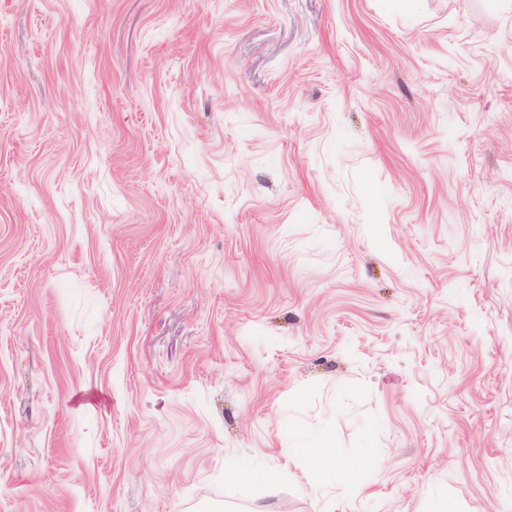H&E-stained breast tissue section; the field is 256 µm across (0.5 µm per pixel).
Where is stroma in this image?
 <instances>
[{
  "mask_svg": "<svg viewBox=\"0 0 512 512\" xmlns=\"http://www.w3.org/2000/svg\"><path fill=\"white\" fill-rule=\"evenodd\" d=\"M0 512H512V0H0ZM309 458L316 471L328 481L331 475L335 474L336 451L334 448L325 446L324 448H316L309 454Z\"/></svg>",
  "mask_w": 512,
  "mask_h": 512,
  "instance_id": "35a3bbf8",
  "label": "stroma"
}]
</instances>
